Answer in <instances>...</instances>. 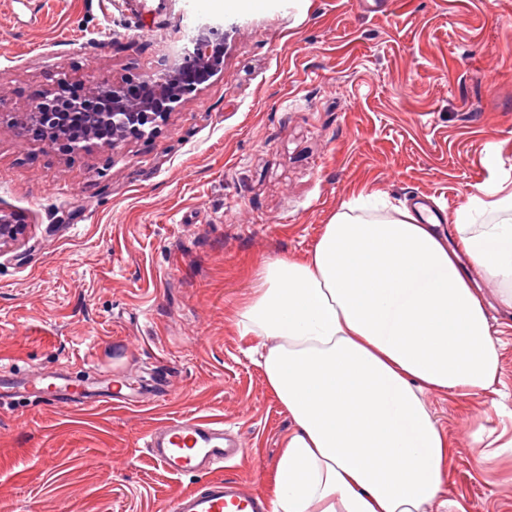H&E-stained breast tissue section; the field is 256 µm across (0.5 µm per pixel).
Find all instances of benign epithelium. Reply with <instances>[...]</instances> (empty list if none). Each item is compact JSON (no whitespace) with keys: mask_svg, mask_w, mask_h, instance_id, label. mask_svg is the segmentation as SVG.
I'll return each mask as SVG.
<instances>
[{"mask_svg":"<svg viewBox=\"0 0 512 512\" xmlns=\"http://www.w3.org/2000/svg\"><path fill=\"white\" fill-rule=\"evenodd\" d=\"M218 35H224L223 25L206 22L185 47L184 56H162L159 68L137 82L103 81L71 98L51 88L39 94L26 112H1L0 125L16 127L67 153L115 148L129 136L154 131L173 104L221 70L222 57L213 43ZM73 116L81 117L84 124V134L78 138L66 133ZM24 230V217L0 206V248L18 241Z\"/></svg>","mask_w":512,"mask_h":512,"instance_id":"obj_1","label":"benign epithelium"}]
</instances>
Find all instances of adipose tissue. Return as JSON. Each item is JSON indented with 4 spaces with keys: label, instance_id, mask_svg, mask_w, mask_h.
<instances>
[{
    "label": "adipose tissue",
    "instance_id": "adipose-tissue-1",
    "mask_svg": "<svg viewBox=\"0 0 512 512\" xmlns=\"http://www.w3.org/2000/svg\"><path fill=\"white\" fill-rule=\"evenodd\" d=\"M464 255L512 310V189L478 186L448 238L406 207L340 211L306 258L261 264L235 316L292 421L270 512H463L424 393L492 390L504 346Z\"/></svg>",
    "mask_w": 512,
    "mask_h": 512
}]
</instances>
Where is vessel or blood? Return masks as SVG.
<instances>
[{
	"mask_svg": "<svg viewBox=\"0 0 512 512\" xmlns=\"http://www.w3.org/2000/svg\"><path fill=\"white\" fill-rule=\"evenodd\" d=\"M34 382L39 397L49 402L63 397L74 403L80 395L74 381L63 374H38ZM145 446L170 474L206 475L174 500L171 512H264L258 495L219 474L239 451L236 442L226 438L223 422L195 416L166 422L146 434Z\"/></svg>",
	"mask_w": 512,
	"mask_h": 512,
	"instance_id": "obj_1",
	"label": "vessel or blood"
}]
</instances>
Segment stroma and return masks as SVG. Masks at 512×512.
Here are the masks:
<instances>
[{
	"label": "stroma",
	"instance_id": "35a3bbf8",
	"mask_svg": "<svg viewBox=\"0 0 512 512\" xmlns=\"http://www.w3.org/2000/svg\"><path fill=\"white\" fill-rule=\"evenodd\" d=\"M224 17V64L152 136L67 155L0 128V205L26 232L0 249V368L95 388L112 368L134 406L49 405L0 384V512H169L196 476L143 446L186 415L242 448L224 477L266 493L292 426L231 319L264 261L306 257L325 224L376 193L389 213L448 210L512 178V0H0V110L58 72L77 86L154 72L186 11ZM494 391L426 392L464 512H512V457L478 465L479 430L512 429V311Z\"/></svg>",
	"mask_w": 512,
	"mask_h": 512
}]
</instances>
